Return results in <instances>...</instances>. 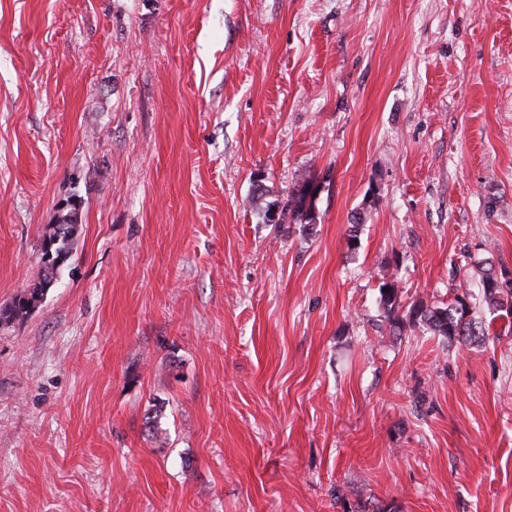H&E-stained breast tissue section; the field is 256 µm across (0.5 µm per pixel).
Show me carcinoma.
I'll return each mask as SVG.
<instances>
[{"label":"carcinoma","mask_w":512,"mask_h":512,"mask_svg":"<svg viewBox=\"0 0 512 512\" xmlns=\"http://www.w3.org/2000/svg\"><path fill=\"white\" fill-rule=\"evenodd\" d=\"M310 193V181L304 179L288 194L284 210L288 211L294 220L306 224L314 223L312 209L307 206ZM74 231L75 222L65 218L63 223L53 226L51 231L44 234V239L54 242V252L63 262L70 256V241ZM59 267L58 263L44 264L43 280L39 282V287L16 298L10 306L0 308V322L25 316L29 312V304L36 301L45 288L52 284ZM387 287L389 291L380 292L379 304L384 310L385 319L398 331L407 323L412 326L424 325L436 336L466 344L475 336L484 339L498 336L495 322L503 318L512 319V277L505 274L496 277L488 273L483 276L480 297L489 311L490 319L480 323L475 321L469 295L464 291L455 294L446 306L429 307L415 303L402 315L395 286L389 283Z\"/></svg>","instance_id":"1"}]
</instances>
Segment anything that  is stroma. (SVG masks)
Returning a JSON list of instances; mask_svg holds the SVG:
<instances>
[{
  "label": "stroma",
  "mask_w": 512,
  "mask_h": 512,
  "mask_svg": "<svg viewBox=\"0 0 512 512\" xmlns=\"http://www.w3.org/2000/svg\"><path fill=\"white\" fill-rule=\"evenodd\" d=\"M67 200L0 512H512V330L378 307L512 273V0H0V307ZM310 181L307 179L299 182L297 188H294L289 194L286 204L284 205V214L288 210L294 220L304 221L306 224L314 223L315 217L311 207H308L306 202L311 193Z\"/></svg>",
  "instance_id": "stroma-1"
}]
</instances>
